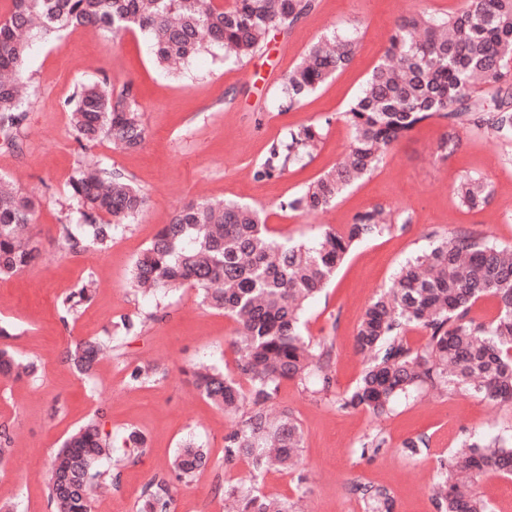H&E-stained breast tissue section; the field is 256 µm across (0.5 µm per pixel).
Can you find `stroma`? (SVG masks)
Here are the masks:
<instances>
[{"mask_svg": "<svg viewBox=\"0 0 512 512\" xmlns=\"http://www.w3.org/2000/svg\"><path fill=\"white\" fill-rule=\"evenodd\" d=\"M463 5L464 0H316L298 24L272 31L242 62L225 61L214 48L171 72L155 65L138 32L113 36L71 28L34 38L25 68L30 99L24 145L16 152L0 144V176L40 199L32 228L40 252L29 269L0 280V325L10 332L0 338V347L34 363L37 373L20 381L0 379V427L12 438L10 455L0 461V512H51L52 458L64 438L94 416L114 447L98 465L110 491L94 494L92 512H138L147 484L161 477L172 485L170 512H224V488L238 483L291 500L306 492L309 512H365L350 491L359 483L385 488L393 512H437L430 486L440 460L471 433H512V405L469 394L401 397L387 416L376 418L338 409L331 395L314 394L312 383L285 381L267 409H290L300 422L306 481L275 469L253 476L244 461L225 463L224 438L234 422L195 392L182 373L183 367L206 362L236 374L231 346L236 322L203 305L199 289L142 294L128 284L135 258L178 209L196 200L251 205L265 213L277 239L293 243L314 242L327 227L345 229L358 211L374 206L409 214L412 222L405 229L356 246L304 311L305 335L334 343V392L351 389L364 368L353 349L357 325L372 297L391 286L407 259L453 228L512 247V144L463 129L455 152L444 159L437 148L447 123L433 118L395 143L331 208L303 215L281 203L344 154L351 134L338 115L382 60L396 22L422 8L443 14ZM331 28L356 34L352 63L297 107L282 110L284 77ZM103 79L117 89L133 86L147 127L139 150L126 152L105 141L77 143L67 103L81 84ZM321 120L328 126L312 157L278 178L253 179L273 141ZM90 161L124 173L147 204L115 231L107 250L71 254L60 244V229L82 217L69 181ZM466 174L492 185V200L482 210L461 207L453 194ZM88 278L94 281L90 303L78 314L63 315L60 298ZM127 320L133 329H124ZM107 336L115 349L97 361L91 378L77 376L65 364L71 342ZM145 365L156 368V377L132 383L133 368ZM131 429L146 437V448H123ZM375 432L385 445L362 453L365 437ZM420 434L428 438V448L407 456L403 442ZM190 439L207 448L209 461L184 483L175 479L171 463Z\"/></svg>", "mask_w": 512, "mask_h": 512, "instance_id": "obj_1", "label": "stroma"}]
</instances>
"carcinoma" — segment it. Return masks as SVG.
I'll use <instances>...</instances> for the list:
<instances>
[{
	"instance_id": "carcinoma-1",
	"label": "carcinoma",
	"mask_w": 512,
	"mask_h": 512,
	"mask_svg": "<svg viewBox=\"0 0 512 512\" xmlns=\"http://www.w3.org/2000/svg\"><path fill=\"white\" fill-rule=\"evenodd\" d=\"M315 0H11L0 21V138L19 150L24 135L22 79L33 36L58 33L75 25L114 34L138 31L148 37L160 66L185 61L213 46L226 58L252 56L277 29L293 27ZM354 37L332 31L312 45L283 79L280 106L290 110L353 60ZM71 124L78 143L109 140L136 150L147 128L132 85L116 93L108 81L81 86L72 100ZM352 136L345 161L325 171L281 207L302 214L323 211L359 177L373 171L383 153L418 124L440 118L446 132L443 156L457 146L458 127L512 144V0H466L446 14L423 11L401 19L384 58L359 95L340 113ZM324 125H303L270 145L254 170L257 180L280 176L312 157ZM71 197L82 208L84 231L62 225L61 243L70 253L89 247L107 249L113 232L140 214L145 197L117 170L85 163L70 181ZM454 195L468 210L482 209L492 186L466 175ZM36 202L0 181V279L28 268L39 243L25 235ZM390 229L383 211L356 213L339 233L324 230L311 243L278 241L266 217L251 206L228 201L190 203L133 262L135 289L171 291L185 285L202 291V302L239 325L231 346L239 378L213 365L189 370L195 390L229 412L244 398L239 379L248 383L252 410L224 437V461H246L257 474L271 469L297 470L303 430L294 414L276 416L266 403L284 381L315 378L321 390L332 387L333 344L303 335L302 311L333 278L338 266L363 240ZM87 282L63 300L76 313L90 299ZM484 297L498 303L490 323L470 317ZM411 325L423 327L427 343L414 349L405 340ZM368 360L356 384L336 394L345 410H366L376 417L391 411L394 400L421 389L439 394H476L494 404H512V249L484 235L452 229L428 251L403 264L391 287L365 310L354 338ZM112 351L111 338L80 341L65 355L69 366L88 376L98 355ZM36 372L14 352L0 348V374ZM112 442L91 419L70 433L55 455L47 486L53 512H91L90 489L99 476V459ZM208 463L205 448L185 442L176 452V478L189 480ZM512 476V434H471L440 464L434 487L437 512H489L488 499L475 488L477 478ZM367 512H390L383 489L360 486ZM171 486L151 481L140 512H170ZM225 512H295L294 503L261 493L254 485L224 488Z\"/></svg>"
}]
</instances>
